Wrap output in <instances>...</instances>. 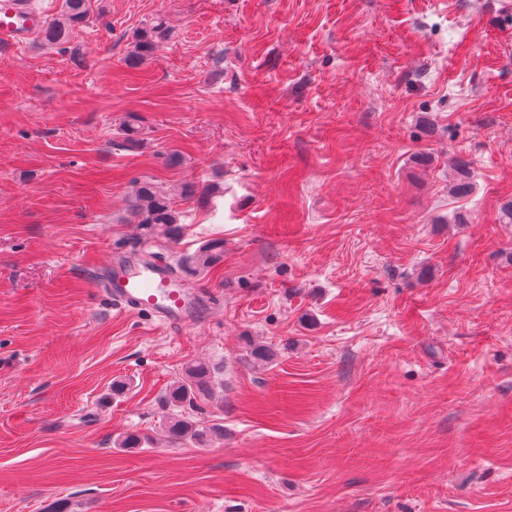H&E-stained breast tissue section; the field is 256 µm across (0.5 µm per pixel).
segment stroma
I'll use <instances>...</instances> for the list:
<instances>
[{
  "instance_id": "stroma-1",
  "label": "stroma",
  "mask_w": 512,
  "mask_h": 512,
  "mask_svg": "<svg viewBox=\"0 0 512 512\" xmlns=\"http://www.w3.org/2000/svg\"><path fill=\"white\" fill-rule=\"evenodd\" d=\"M143 179L218 191L171 240ZM510 201L512 0H91L66 52L0 43V512H512ZM213 239L194 326L104 295ZM196 361L224 436L172 446ZM168 35L169 28L166 21L157 18L149 27L136 35L133 49L126 56V66L130 69H138Z\"/></svg>"
}]
</instances>
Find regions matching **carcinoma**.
<instances>
[{
	"mask_svg": "<svg viewBox=\"0 0 512 512\" xmlns=\"http://www.w3.org/2000/svg\"><path fill=\"white\" fill-rule=\"evenodd\" d=\"M89 7L90 0H61L56 15L41 25L43 44L53 49H64L70 34L88 21ZM168 35L169 28L162 18L140 31L135 37L133 49L126 56V66L130 69L139 68ZM457 167L458 177L451 186V193L463 197L470 193L471 185L463 174L464 162H458ZM173 197L172 190L153 180H142L135 185L129 204L130 216L135 223L145 226L150 232L161 226L166 236L176 238L181 233V215L174 205ZM223 256L224 241L210 240L194 254L182 258L174 272H201L218 264ZM217 374L216 367L195 363L187 366L182 377L169 385L164 401L171 413L163 430L172 443L189 442L204 446L212 438L224 436V429L219 424L203 427L188 414V411L200 408L199 401L213 398Z\"/></svg>",
	"mask_w": 512,
	"mask_h": 512,
	"instance_id": "1",
	"label": "carcinoma"
}]
</instances>
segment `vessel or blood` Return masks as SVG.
<instances>
[{
    "mask_svg": "<svg viewBox=\"0 0 512 512\" xmlns=\"http://www.w3.org/2000/svg\"><path fill=\"white\" fill-rule=\"evenodd\" d=\"M33 26V21L25 17L16 0H0L1 40L21 41ZM106 293L113 305L149 312L169 329L190 327L197 319V290L184 287L165 264L128 262L117 269Z\"/></svg>",
    "mask_w": 512,
    "mask_h": 512,
    "instance_id": "b4317fda",
    "label": "vessel or blood"
}]
</instances>
